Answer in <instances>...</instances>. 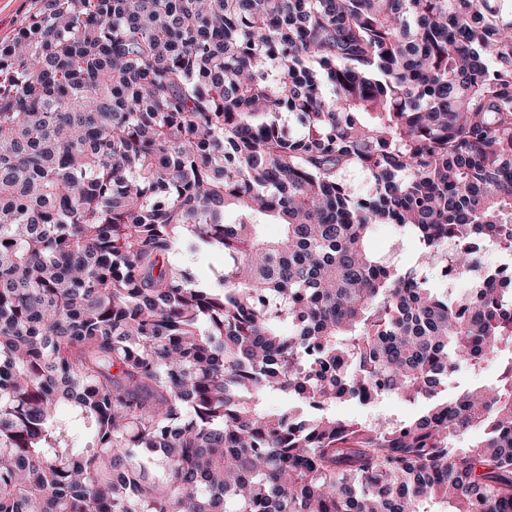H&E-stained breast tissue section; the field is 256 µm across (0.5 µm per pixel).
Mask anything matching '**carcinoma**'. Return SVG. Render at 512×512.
Masks as SVG:
<instances>
[{
  "label": "carcinoma",
  "instance_id": "cac0c4a2",
  "mask_svg": "<svg viewBox=\"0 0 512 512\" xmlns=\"http://www.w3.org/2000/svg\"><path fill=\"white\" fill-rule=\"evenodd\" d=\"M378 224L418 264L375 256ZM489 244L512 253V0H41L0 46V512H512ZM201 249L217 288L178 260ZM392 395L431 404L331 412ZM498 366L496 362L490 361L483 365L481 371L472 372L463 367L448 379V397L455 395L468 387L477 386L488 382L496 377ZM426 404L422 399L410 402L395 396L383 397L371 404H363L357 398H346L336 402L331 409L341 419L370 421L380 418L404 421L415 418Z\"/></svg>",
  "mask_w": 512,
  "mask_h": 512
}]
</instances>
